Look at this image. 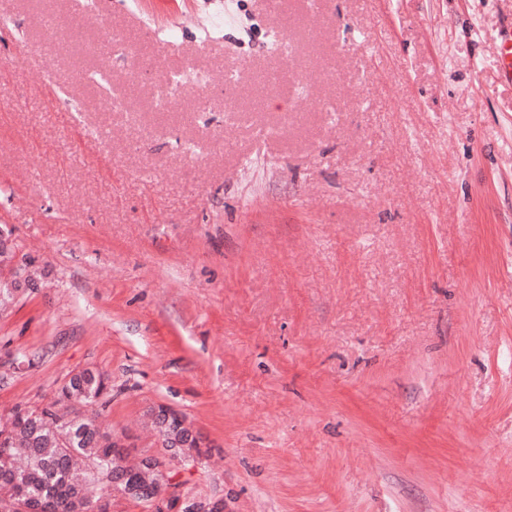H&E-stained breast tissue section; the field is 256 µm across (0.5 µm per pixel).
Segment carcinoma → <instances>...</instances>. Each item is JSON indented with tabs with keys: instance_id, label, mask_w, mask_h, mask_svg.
I'll list each match as a JSON object with an SVG mask.
<instances>
[{
	"instance_id": "obj_1",
	"label": "carcinoma",
	"mask_w": 512,
	"mask_h": 512,
	"mask_svg": "<svg viewBox=\"0 0 512 512\" xmlns=\"http://www.w3.org/2000/svg\"><path fill=\"white\" fill-rule=\"evenodd\" d=\"M105 385L95 373L71 379L62 397L39 409L16 408L0 424V503L26 504L34 512H95L91 486L112 489V433L94 407ZM168 440L190 433L176 419L153 413Z\"/></svg>"
}]
</instances>
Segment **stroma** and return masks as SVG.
Wrapping results in <instances>:
<instances>
[{
    "instance_id": "obj_1",
    "label": "stroma",
    "mask_w": 512,
    "mask_h": 512,
    "mask_svg": "<svg viewBox=\"0 0 512 512\" xmlns=\"http://www.w3.org/2000/svg\"><path fill=\"white\" fill-rule=\"evenodd\" d=\"M511 26L512 0H0V416L89 369L185 499L512 512ZM103 61L124 110L81 77ZM159 405L203 454H166Z\"/></svg>"
}]
</instances>
